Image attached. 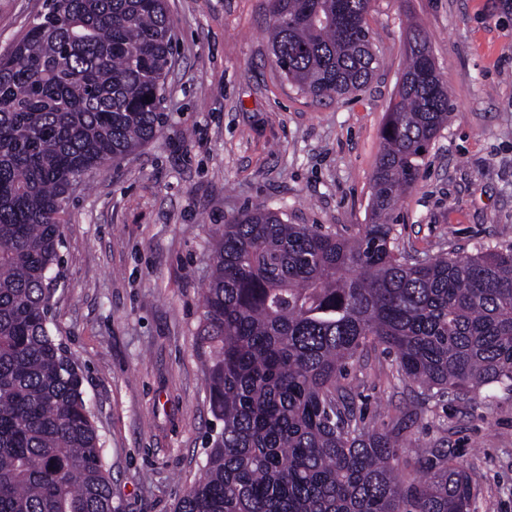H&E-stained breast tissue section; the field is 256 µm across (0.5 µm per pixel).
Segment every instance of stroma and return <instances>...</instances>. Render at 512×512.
<instances>
[{"mask_svg":"<svg viewBox=\"0 0 512 512\" xmlns=\"http://www.w3.org/2000/svg\"><path fill=\"white\" fill-rule=\"evenodd\" d=\"M46 0H0V54ZM175 34L166 122L157 138L86 176L62 214L50 332L80 366L112 474L114 512H174L203 473L214 424L200 343L215 230L256 203L291 224L355 236L369 222L380 131L408 32L426 35L450 92L447 126L402 198L394 236L420 257L512 245V0H373L380 67L360 92L317 100L281 74L267 0H166ZM375 346L342 384L367 427L447 452L475 488L476 512H512V392L418 400Z\"/></svg>","mask_w":512,"mask_h":512,"instance_id":"1","label":"stroma"}]
</instances>
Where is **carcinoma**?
<instances>
[{"instance_id": "obj_1", "label": "carcinoma", "mask_w": 512, "mask_h": 512, "mask_svg": "<svg viewBox=\"0 0 512 512\" xmlns=\"http://www.w3.org/2000/svg\"><path fill=\"white\" fill-rule=\"evenodd\" d=\"M371 0H269L285 78L316 98L367 87ZM174 34L165 0H47L0 55V512H112L83 377L49 332L63 203L81 177L163 127ZM428 41L381 129L370 223L350 238L254 206L218 230L202 297L212 435L174 512H475L444 452L410 482L397 436L363 425L340 380L383 345L429 398L512 390V248L419 259L395 246L397 204L448 124Z\"/></svg>"}]
</instances>
